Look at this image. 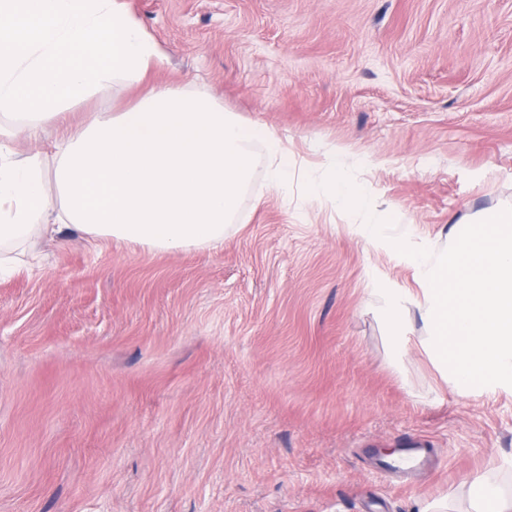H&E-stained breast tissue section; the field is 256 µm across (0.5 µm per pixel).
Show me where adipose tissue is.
Masks as SVG:
<instances>
[{"label": "adipose tissue", "instance_id": "1", "mask_svg": "<svg viewBox=\"0 0 512 512\" xmlns=\"http://www.w3.org/2000/svg\"><path fill=\"white\" fill-rule=\"evenodd\" d=\"M164 63L118 0H0V275L7 247L33 233L76 231L152 251L218 248L257 164L271 189L295 167L277 132L211 97L154 85L133 108L66 124L110 85L141 83ZM56 126L53 167L18 157V134Z\"/></svg>", "mask_w": 512, "mask_h": 512}]
</instances>
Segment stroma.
I'll return each mask as SVG.
<instances>
[{"label": "stroma", "mask_w": 512, "mask_h": 512, "mask_svg": "<svg viewBox=\"0 0 512 512\" xmlns=\"http://www.w3.org/2000/svg\"><path fill=\"white\" fill-rule=\"evenodd\" d=\"M120 2L166 58L147 83L273 128L297 168L342 148L411 245L512 206V0ZM32 251L0 279V512H467L480 483L512 491V392L454 391L410 258L300 180L270 190L257 165L218 249L66 231ZM418 440L428 465L378 467Z\"/></svg>", "instance_id": "stroma-1"}]
</instances>
